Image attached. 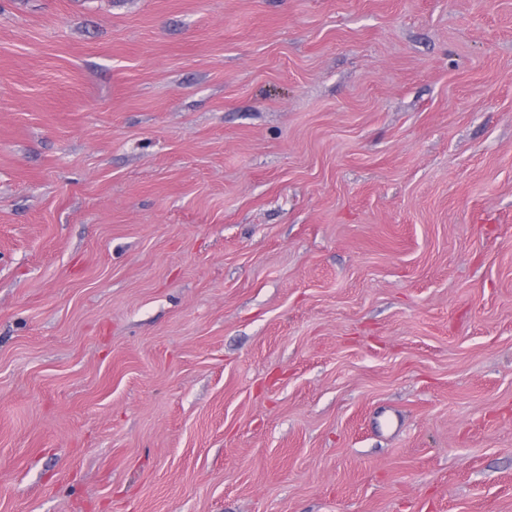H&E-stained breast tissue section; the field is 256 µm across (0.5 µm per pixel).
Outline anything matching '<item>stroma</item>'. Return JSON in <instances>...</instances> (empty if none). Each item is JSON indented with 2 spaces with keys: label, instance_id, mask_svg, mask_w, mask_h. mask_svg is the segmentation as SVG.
Returning a JSON list of instances; mask_svg holds the SVG:
<instances>
[{
  "label": "stroma",
  "instance_id": "35a3bbf8",
  "mask_svg": "<svg viewBox=\"0 0 512 512\" xmlns=\"http://www.w3.org/2000/svg\"><path fill=\"white\" fill-rule=\"evenodd\" d=\"M0 512H512V0H0Z\"/></svg>",
  "mask_w": 512,
  "mask_h": 512
}]
</instances>
